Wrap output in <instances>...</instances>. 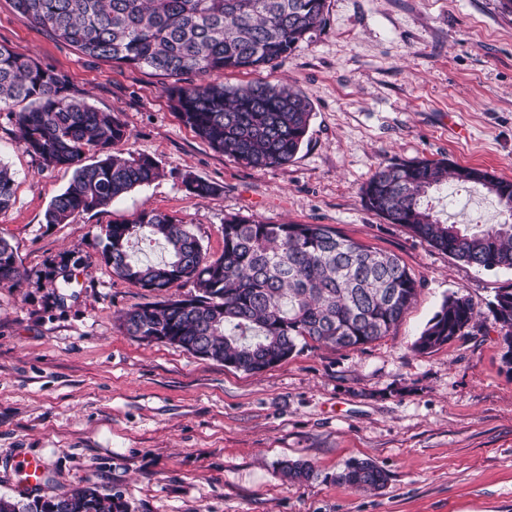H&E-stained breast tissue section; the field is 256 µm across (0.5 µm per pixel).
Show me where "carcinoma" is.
<instances>
[{
  "instance_id": "carcinoma-1",
  "label": "carcinoma",
  "mask_w": 512,
  "mask_h": 512,
  "mask_svg": "<svg viewBox=\"0 0 512 512\" xmlns=\"http://www.w3.org/2000/svg\"><path fill=\"white\" fill-rule=\"evenodd\" d=\"M15 10L79 54L152 69L170 79L165 92L182 121L216 151L253 168L287 164L308 133L312 104L302 91L269 82L235 88L185 76L272 68L325 21L326 0H13ZM23 103L25 107L13 111ZM0 111L13 114L18 144L46 167L74 170L50 203L45 220L110 205L160 175L150 156L111 153L130 139L127 125L99 112L67 81L0 45ZM13 175L0 163V212L13 203ZM450 183L473 184L493 196L496 224H450L429 193ZM199 198L221 187L183 179ZM364 205L390 224H402L431 247L477 267L512 270V181L446 160H407L378 167L362 188ZM162 242L168 259L144 262L136 239ZM102 258L114 276L153 291L187 283L195 294L124 314L122 328L141 340L177 345L202 358L259 373L313 341L355 348L387 336L415 300L418 283L400 258L372 250L327 224H266L224 219V250L209 256L183 221L155 210L107 225ZM21 278L18 256L0 239V284ZM499 328L502 362L512 372V285L489 309ZM481 312L457 292L443 301L414 344L424 353L475 327ZM283 475L302 483L306 461H286ZM363 489L383 487L388 475L354 461L336 476ZM0 512H130L119 496L96 487L32 500L0 496Z\"/></svg>"
}]
</instances>
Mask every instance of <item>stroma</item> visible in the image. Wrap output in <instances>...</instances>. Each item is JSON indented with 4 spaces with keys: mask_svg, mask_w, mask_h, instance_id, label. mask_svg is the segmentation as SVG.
Wrapping results in <instances>:
<instances>
[{
    "mask_svg": "<svg viewBox=\"0 0 512 512\" xmlns=\"http://www.w3.org/2000/svg\"><path fill=\"white\" fill-rule=\"evenodd\" d=\"M0 44L124 122L131 138L113 154L150 156L162 172L106 208L46 223L72 172L43 168L0 112V162L14 179L0 238L22 272L17 286H0V496L96 486L131 512H512V372L497 329L487 322L428 353L413 348L445 297L460 292L486 309L512 270L457 261L361 198L378 165L414 158L512 180V13L502 0H326L324 27L275 68L216 74L230 87L279 83L310 98L300 149L264 169L186 126L163 76L78 54L12 0H0ZM188 174L221 193L191 195ZM431 200L459 224L498 219L477 187L454 184ZM151 209L181 219L213 257L231 215L328 224L398 256L417 297L388 336L348 349L311 341L255 374L141 341L121 318L162 296L114 276L100 253L108 224ZM31 458L43 472L29 491L20 467ZM299 459L313 475L293 485L281 464ZM358 460L382 468L386 486L338 482Z\"/></svg>",
    "mask_w": 512,
    "mask_h": 512,
    "instance_id": "stroma-1",
    "label": "stroma"
}]
</instances>
